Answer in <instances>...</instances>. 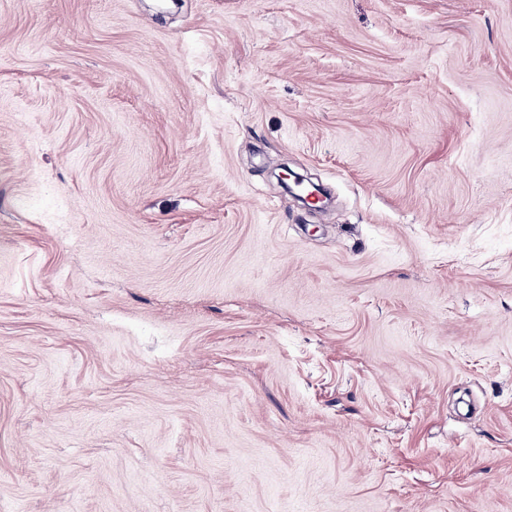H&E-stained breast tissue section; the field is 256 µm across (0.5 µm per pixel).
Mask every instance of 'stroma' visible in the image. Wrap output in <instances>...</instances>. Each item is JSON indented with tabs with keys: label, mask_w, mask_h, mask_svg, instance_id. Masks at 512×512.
Here are the masks:
<instances>
[{
	"label": "stroma",
	"mask_w": 512,
	"mask_h": 512,
	"mask_svg": "<svg viewBox=\"0 0 512 512\" xmlns=\"http://www.w3.org/2000/svg\"><path fill=\"white\" fill-rule=\"evenodd\" d=\"M0 512H512V0H0ZM310 186H314L310 178L296 176L294 187L288 186V194L307 208L321 209L317 206L319 198L310 190Z\"/></svg>",
	"instance_id": "obj_1"
}]
</instances>
